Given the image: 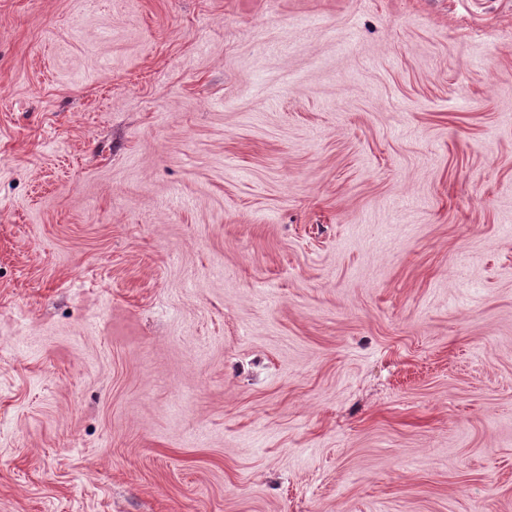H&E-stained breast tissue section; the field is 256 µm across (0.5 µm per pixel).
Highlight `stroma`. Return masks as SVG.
I'll list each match as a JSON object with an SVG mask.
<instances>
[{
	"label": "stroma",
	"mask_w": 512,
	"mask_h": 512,
	"mask_svg": "<svg viewBox=\"0 0 512 512\" xmlns=\"http://www.w3.org/2000/svg\"><path fill=\"white\" fill-rule=\"evenodd\" d=\"M0 512H512V0H0Z\"/></svg>",
	"instance_id": "35a3bbf8"
}]
</instances>
